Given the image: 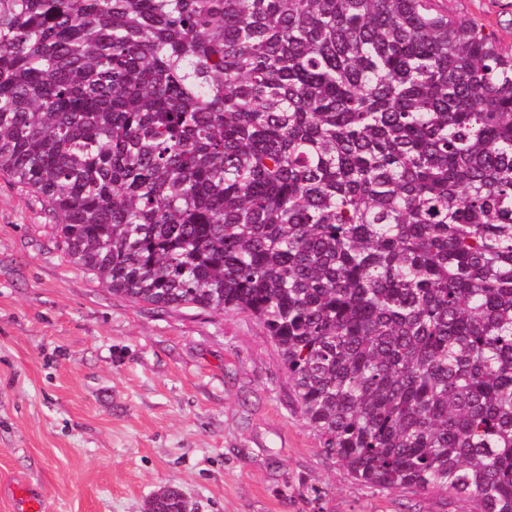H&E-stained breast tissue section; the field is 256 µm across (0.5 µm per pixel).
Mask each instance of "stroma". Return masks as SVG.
Here are the masks:
<instances>
[{"instance_id": "35a3bbf8", "label": "stroma", "mask_w": 512, "mask_h": 512, "mask_svg": "<svg viewBox=\"0 0 512 512\" xmlns=\"http://www.w3.org/2000/svg\"><path fill=\"white\" fill-rule=\"evenodd\" d=\"M512 48V0H439ZM465 512L376 490L324 453L264 328L160 310L69 263L42 203L0 174V512ZM147 507L148 512H183L187 508V502L177 487L168 486L155 493Z\"/></svg>"}]
</instances>
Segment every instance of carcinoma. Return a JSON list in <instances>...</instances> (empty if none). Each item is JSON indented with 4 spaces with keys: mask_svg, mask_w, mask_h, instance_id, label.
<instances>
[{
    "mask_svg": "<svg viewBox=\"0 0 512 512\" xmlns=\"http://www.w3.org/2000/svg\"><path fill=\"white\" fill-rule=\"evenodd\" d=\"M0 171L113 295L259 322L356 480L512 512V53L484 26L0 0Z\"/></svg>",
    "mask_w": 512,
    "mask_h": 512,
    "instance_id": "1",
    "label": "carcinoma"
}]
</instances>
